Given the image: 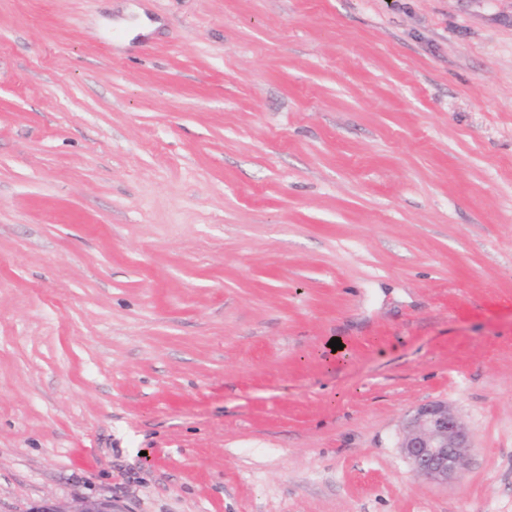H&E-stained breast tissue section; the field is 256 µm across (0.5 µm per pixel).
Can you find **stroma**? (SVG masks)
I'll return each instance as SVG.
<instances>
[{
    "mask_svg": "<svg viewBox=\"0 0 512 512\" xmlns=\"http://www.w3.org/2000/svg\"><path fill=\"white\" fill-rule=\"evenodd\" d=\"M87 500L512 512V0H0V512ZM471 443V434L448 406L431 402L409 417L400 448L417 478L445 485L463 472L461 449Z\"/></svg>",
    "mask_w": 512,
    "mask_h": 512,
    "instance_id": "35a3bbf8",
    "label": "stroma"
}]
</instances>
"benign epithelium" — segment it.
<instances>
[{
  "label": "benign epithelium",
  "instance_id": "benign-epithelium-1",
  "mask_svg": "<svg viewBox=\"0 0 512 512\" xmlns=\"http://www.w3.org/2000/svg\"><path fill=\"white\" fill-rule=\"evenodd\" d=\"M471 443V434L448 406L431 402L409 417L400 448L417 478L446 485L463 472L461 449Z\"/></svg>",
  "mask_w": 512,
  "mask_h": 512
}]
</instances>
